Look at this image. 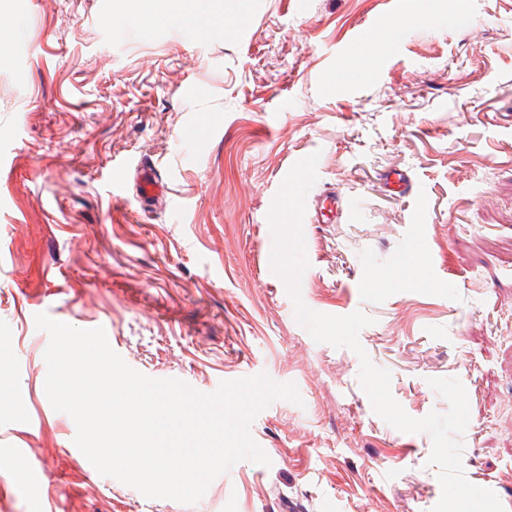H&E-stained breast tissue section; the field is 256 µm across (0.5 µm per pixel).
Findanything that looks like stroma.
Wrapping results in <instances>:
<instances>
[{
  "instance_id": "obj_1",
  "label": "stroma",
  "mask_w": 512,
  "mask_h": 512,
  "mask_svg": "<svg viewBox=\"0 0 512 512\" xmlns=\"http://www.w3.org/2000/svg\"><path fill=\"white\" fill-rule=\"evenodd\" d=\"M241 16L187 40L178 23L125 29L115 0H0V343L15 392L0 410V512H432V441L375 414L347 348L312 340L271 268L268 213L287 173L318 154L303 223L311 310L373 320L359 342L422 418L464 385L468 480L512 512V0H421L380 69L342 76L396 0H233ZM204 97H190L192 84ZM149 153L170 202L141 209L121 165ZM402 170L419 197L393 195ZM423 209L425 220L413 224ZM429 281H402L411 253ZM45 313L105 324L133 369L213 393L266 373L295 384L250 426L270 458L217 477L195 504L101 475L45 392ZM45 483L33 482V474Z\"/></svg>"
}]
</instances>
